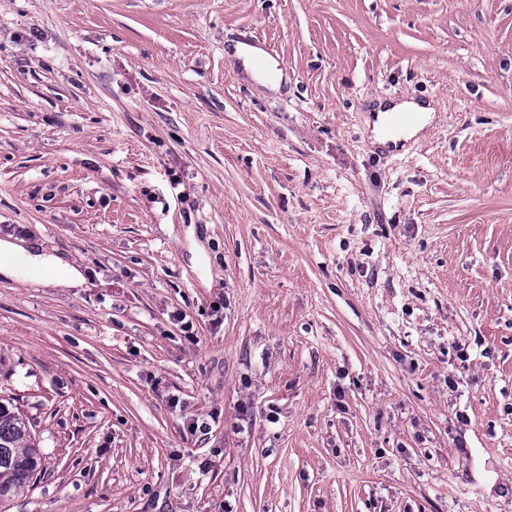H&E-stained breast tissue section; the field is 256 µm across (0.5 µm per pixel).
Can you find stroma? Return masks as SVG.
I'll list each match as a JSON object with an SVG mask.
<instances>
[{"label": "stroma", "mask_w": 512, "mask_h": 512, "mask_svg": "<svg viewBox=\"0 0 512 512\" xmlns=\"http://www.w3.org/2000/svg\"><path fill=\"white\" fill-rule=\"evenodd\" d=\"M0 239L6 512H512V0H0ZM231 55L242 60L246 73L253 80H256L270 90H278L280 88L284 76L281 73L271 78L264 76L262 71L264 54L261 50L236 43ZM372 112H377L375 121L371 123L372 138L375 142L386 145L389 140L395 144L400 140L406 141L419 135L424 136L425 133H422L426 131V128L432 123L434 109L429 106V103L425 104L422 101L416 100L391 103V105L379 101L375 110H372ZM383 112H419L422 117L416 123L407 126L399 136V119L392 116L388 117L384 123L386 135L391 138L398 136L397 138L390 139L383 133V118L386 115ZM14 255L21 256L23 263L13 262L10 258ZM0 256V277L53 288H77L85 280L80 266L58 255L43 252L36 242L26 248L10 240H0ZM36 274L40 276L34 277ZM13 402L0 398V505L28 491L43 455L31 436L29 419Z\"/></svg>", "instance_id": "obj_1"}]
</instances>
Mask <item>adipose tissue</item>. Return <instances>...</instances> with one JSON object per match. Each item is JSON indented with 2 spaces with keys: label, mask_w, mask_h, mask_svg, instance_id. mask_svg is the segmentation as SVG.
Here are the masks:
<instances>
[{
  "label": "adipose tissue",
  "mask_w": 512,
  "mask_h": 512,
  "mask_svg": "<svg viewBox=\"0 0 512 512\" xmlns=\"http://www.w3.org/2000/svg\"><path fill=\"white\" fill-rule=\"evenodd\" d=\"M376 110L379 114L371 124L372 138L380 144H387L388 139L383 133L381 115L386 111L416 112L419 120L407 126L401 133L402 140H409L419 135L429 127L433 120V109L421 101L410 100L401 103H378ZM18 282L33 280L54 288H76L83 284L84 275L80 266L69 262L60 256L43 252L36 243L20 246L10 240H0V277Z\"/></svg>",
  "instance_id": "adipose-tissue-1"
}]
</instances>
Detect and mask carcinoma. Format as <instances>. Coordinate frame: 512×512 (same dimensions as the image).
<instances>
[{
	"mask_svg": "<svg viewBox=\"0 0 512 512\" xmlns=\"http://www.w3.org/2000/svg\"><path fill=\"white\" fill-rule=\"evenodd\" d=\"M25 414L6 398H0V505L28 491L42 461V449L34 442Z\"/></svg>",
	"mask_w": 512,
	"mask_h": 512,
	"instance_id": "obj_1",
	"label": "carcinoma"
}]
</instances>
